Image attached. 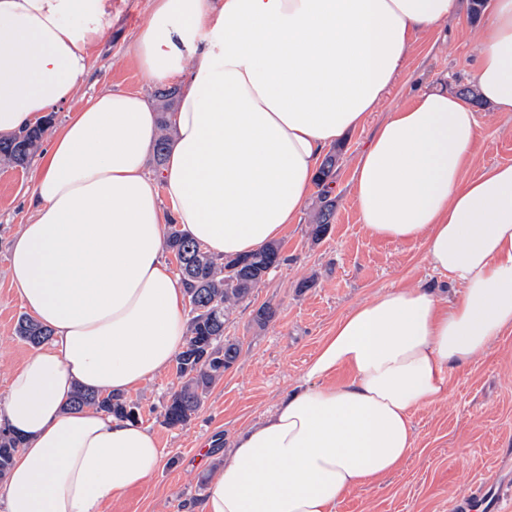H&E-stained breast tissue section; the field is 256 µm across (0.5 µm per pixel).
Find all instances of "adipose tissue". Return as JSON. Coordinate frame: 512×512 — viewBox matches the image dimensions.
<instances>
[{
	"instance_id": "ef3b65f1",
	"label": "adipose tissue",
	"mask_w": 512,
	"mask_h": 512,
	"mask_svg": "<svg viewBox=\"0 0 512 512\" xmlns=\"http://www.w3.org/2000/svg\"><path fill=\"white\" fill-rule=\"evenodd\" d=\"M116 0H0V137L70 102ZM461 0H153L131 54L179 86L171 146L147 161L158 115L106 88L69 113L35 162L30 219L8 276L53 335L9 376L0 421L22 446L5 512H107L162 450L140 423L66 410L76 389L125 395L166 370L188 329L164 258L168 224L221 258L278 240L304 209L325 149L362 127L418 36ZM512 114V0H493L472 75ZM479 139L456 94L420 89L376 128L353 176L375 237L423 240L460 287L391 288L347 311L301 381L242 430L187 512H335L414 447L413 412L512 333V164L464 178ZM345 381H336L338 372Z\"/></svg>"
}]
</instances>
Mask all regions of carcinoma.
Masks as SVG:
<instances>
[{
	"label": "carcinoma",
	"mask_w": 512,
	"mask_h": 512,
	"mask_svg": "<svg viewBox=\"0 0 512 512\" xmlns=\"http://www.w3.org/2000/svg\"><path fill=\"white\" fill-rule=\"evenodd\" d=\"M47 127L29 130L24 139L0 140V160L24 166L40 147ZM336 155L327 156L319 170L317 183L321 186L314 224L310 225L313 240H321L328 231L334 204L330 198ZM167 249L184 258L180 282L189 302L196 304L190 312L183 350L176 357L178 388L171 392L164 406L163 423L169 427L187 424L198 412L210 388L234 366L242 345L224 338V324L233 308L250 299L278 268L280 246L271 243L259 251L234 258L215 259L203 248L185 237L177 225H169ZM16 334L38 346L47 342L51 330L35 319L23 316L17 323ZM95 407L114 416L139 421V406L124 395L96 394L78 389L68 408ZM21 440L5 427H0V482L4 481Z\"/></svg>",
	"instance_id": "cac0c4a2"
}]
</instances>
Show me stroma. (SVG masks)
<instances>
[{"label":"stroma","mask_w":512,"mask_h":512,"mask_svg":"<svg viewBox=\"0 0 512 512\" xmlns=\"http://www.w3.org/2000/svg\"><path fill=\"white\" fill-rule=\"evenodd\" d=\"M151 5L152 0H122L111 29L93 53L87 81L75 99L55 111V121H63L90 94L106 87L153 96L155 85L147 83L128 53L136 31L151 18ZM482 25L465 4L422 36L364 127L332 145L336 208L328 231L321 241H312V200L296 223L287 226L278 240L283 262L224 325L225 337L239 341L242 353L212 387L197 415L176 428L163 423V407L178 383L175 368L130 392L140 407V422L157 438L163 459L145 486L114 500L109 512H185L203 497L207 478L223 463L225 449L297 383L350 308L395 287L428 284L448 293L447 279L427 266L423 241L396 242L367 233L352 195V175L375 128L388 112L408 105L416 89L454 92L470 84ZM475 112L479 140L465 170L469 177L493 165L512 164V116L485 105ZM32 171L29 165L0 166V397L9 374L32 350L16 334L26 309L8 277L9 244L28 218ZM263 305L275 316L261 326L254 316ZM412 422L414 449L402 466L380 483L349 494L336 512H448L449 497L467 495L473 480L493 482L505 476L503 462L512 463V334L454 372L447 398L417 409Z\"/></svg>","instance_id":"stroma-1"}]
</instances>
